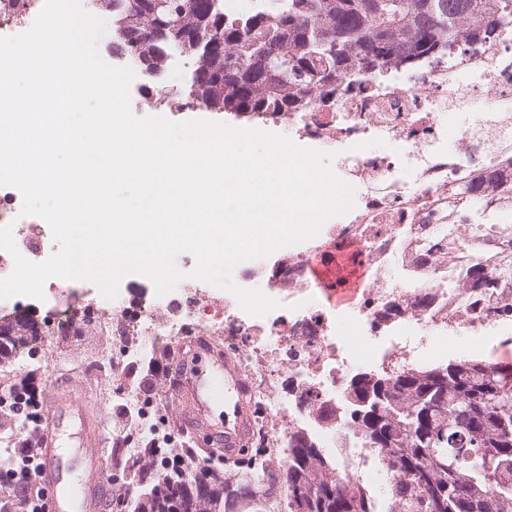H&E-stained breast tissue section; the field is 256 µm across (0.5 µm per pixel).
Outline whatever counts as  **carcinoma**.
Returning <instances> with one entry per match:
<instances>
[{
  "label": "carcinoma",
  "mask_w": 512,
  "mask_h": 512,
  "mask_svg": "<svg viewBox=\"0 0 512 512\" xmlns=\"http://www.w3.org/2000/svg\"><path fill=\"white\" fill-rule=\"evenodd\" d=\"M246 14L224 0H94L112 17V51L146 71L198 59L188 96L210 112H299L311 98L451 57L512 26V0H260ZM490 171L459 191L457 233L489 236L492 266L459 287L512 289V209L492 207ZM319 423L345 418L388 475L382 494L336 477L310 433L288 434V466L249 458L233 474L185 479L140 471L150 489L133 512H512V366L474 358L355 374Z\"/></svg>",
  "instance_id": "carcinoma-1"
}]
</instances>
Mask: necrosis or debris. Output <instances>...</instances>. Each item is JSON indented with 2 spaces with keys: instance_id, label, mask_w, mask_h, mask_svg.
Here are the masks:
<instances>
[{
  "instance_id": "obj_1",
  "label": "necrosis or debris",
  "mask_w": 512,
  "mask_h": 512,
  "mask_svg": "<svg viewBox=\"0 0 512 512\" xmlns=\"http://www.w3.org/2000/svg\"><path fill=\"white\" fill-rule=\"evenodd\" d=\"M44 0H0V36L30 26ZM512 31L447 60L427 62L417 81L387 79L340 86L328 102L304 112L274 115L236 112L241 129L272 134L288 130L298 145H342L333 171L358 192L345 219L330 218L328 231L307 249L281 252L269 267L247 268L243 276L261 283L275 301L261 316L244 311L237 298L198 292L130 299L113 313L62 301L50 322L52 336L94 330L100 339L91 379L118 372L162 348H180L188 337H204L229 355L250 388L256 435L272 461L286 465L287 434L279 423L311 429L321 446L337 449L336 475L349 483L371 478L362 439L344 421L316 426L311 403L335 400L356 362L346 331L354 326L370 347L368 367L410 365L419 346L409 328L422 325L452 335L498 325L497 294H465L456 281L487 263L481 240L456 237L457 213L448 207L454 187L479 171L512 167V61L504 54ZM493 90L484 110L479 89ZM396 141L397 154L372 151V144ZM23 197L0 186V227L12 226L18 249L36 260L51 235L48 223L22 215ZM335 273L332 292L347 297L338 314L323 301L312 275L316 259ZM294 391L281 396L282 372Z\"/></svg>"
}]
</instances>
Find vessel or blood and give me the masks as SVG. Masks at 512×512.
I'll return each mask as SVG.
<instances>
[{
  "instance_id": "vessel-or-blood-1",
  "label": "vessel or blood",
  "mask_w": 512,
  "mask_h": 512,
  "mask_svg": "<svg viewBox=\"0 0 512 512\" xmlns=\"http://www.w3.org/2000/svg\"><path fill=\"white\" fill-rule=\"evenodd\" d=\"M195 361L180 384L170 389L172 400L188 403L190 419L184 429L193 437L223 443L225 459H234L247 446L252 417L245 383L230 372V362L223 353L214 351L202 339H194ZM69 416L79 417L87 444L99 436L96 417L85 411L78 399L66 405L49 404L41 419L45 425L39 465L44 512H97L107 490L108 467L105 459L91 453L80 457L81 473L76 485L66 486L68 466L57 444L61 422Z\"/></svg>"
}]
</instances>
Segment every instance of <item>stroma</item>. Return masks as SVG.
I'll return each instance as SVG.
<instances>
[{
    "instance_id": "35a3bbf8",
    "label": "stroma",
    "mask_w": 512,
    "mask_h": 512,
    "mask_svg": "<svg viewBox=\"0 0 512 512\" xmlns=\"http://www.w3.org/2000/svg\"><path fill=\"white\" fill-rule=\"evenodd\" d=\"M195 59L173 56L169 65L157 78H147L142 71H135L129 86L130 107L138 116H152L157 112L156 98L159 90L180 89L197 68ZM97 287L89 281H81L68 288L65 294L48 292L43 300L20 296L7 303L12 315H19L38 325H47L53 310L61 296L83 301L95 298ZM426 344L418 355L421 364L441 363L464 358H482L512 364V321L478 332H465L456 336H442L437 331L418 329ZM96 344L95 337L85 336L69 343L54 341L47 343L34 339L28 346L10 352L4 363L0 364V385L19 388L28 383L39 386L43 403L65 402L67 393L64 383H73L82 388L85 377L81 370L82 361L92 352ZM176 354L161 350L149 355L139 364L126 367L119 375L113 376L106 390L90 391L83 395V404L87 411L96 415L100 427V445L98 450L108 460L110 474L115 482L110 486L101 512H121L123 497H137L141 488L131 483L128 493H121L118 482L128 474L129 458L118 444L125 437V430L119 429L113 417L122 400L118 392L122 385L132 384L142 389L159 393L167 390L173 383L172 365Z\"/></svg>"
}]
</instances>
